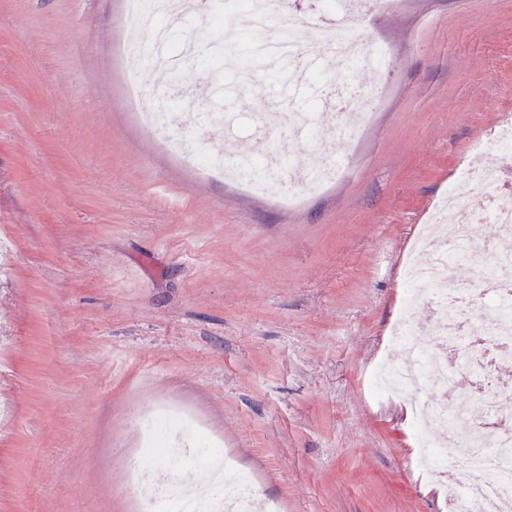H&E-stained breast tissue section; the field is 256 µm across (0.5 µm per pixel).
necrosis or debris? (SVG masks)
I'll return each mask as SVG.
<instances>
[{
  "label": "necrosis or debris",
  "mask_w": 512,
  "mask_h": 512,
  "mask_svg": "<svg viewBox=\"0 0 512 512\" xmlns=\"http://www.w3.org/2000/svg\"><path fill=\"white\" fill-rule=\"evenodd\" d=\"M317 11L302 15L284 0H226L223 10L200 5L199 0H124L123 27L128 37L124 66L131 78L127 101L146 133L168 151L205 174L219 172L246 190L276 195L292 205L301 197L321 193L349 154L358 133L369 121L362 96L352 87L324 94L320 65H298L309 38H317L332 56L355 63L361 49L353 26L393 0H319ZM191 28V37L178 40L173 31ZM207 60L214 82L226 90L255 84L258 71L289 68L299 71L312 87L306 107L289 113L282 125L290 143H305L309 162L299 169L287 163L279 150L224 157L214 151L209 135L216 113L198 112L194 126L182 122L184 112L196 110L200 97L178 91L160 99L136 79L143 62L174 74L185 63ZM334 110L336 121L324 124L318 109ZM492 155L477 166H462L457 181L431 215L407 266L415 292H428L435 308L430 340H419L409 320L391 333L393 347L406 350L398 361L384 359L373 372L370 387L380 397L404 394L410 398V419L418 446L417 465L440 483L451 479L448 451H463L475 479L452 491L449 512H512V387L501 386L480 394L484 420L470 421L467 405L429 402L420 389L446 386L449 368L483 377L485 369L512 359V254L500 252L486 259L478 244L483 230L494 238L512 237V208L496 205L506 181L505 162L512 156V118L491 134ZM479 194L482 204L466 208L465 198ZM486 262L481 281L454 288L443 286L449 260ZM485 308L474 314L475 305ZM143 442L130 456L124 483L136 512H250L256 487L220 444L199 432L197 423L176 410H158L138 419ZM173 427L195 431L196 437L180 458L165 454L163 441ZM157 466L173 471L192 469L199 479L188 484L171 479L155 485L148 473Z\"/></svg>",
  "instance_id": "1"
}]
</instances>
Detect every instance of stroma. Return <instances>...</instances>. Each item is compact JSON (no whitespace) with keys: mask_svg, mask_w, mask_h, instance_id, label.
<instances>
[{"mask_svg":"<svg viewBox=\"0 0 512 512\" xmlns=\"http://www.w3.org/2000/svg\"><path fill=\"white\" fill-rule=\"evenodd\" d=\"M123 0H0V512H134L140 413L192 415L280 512H448L406 398L367 379L409 318L420 224L512 113V0H397L355 34L387 84L336 180L286 207L184 167L125 102ZM237 149L266 151L253 104Z\"/></svg>","mask_w":512,"mask_h":512,"instance_id":"obj_1","label":"stroma"}]
</instances>
